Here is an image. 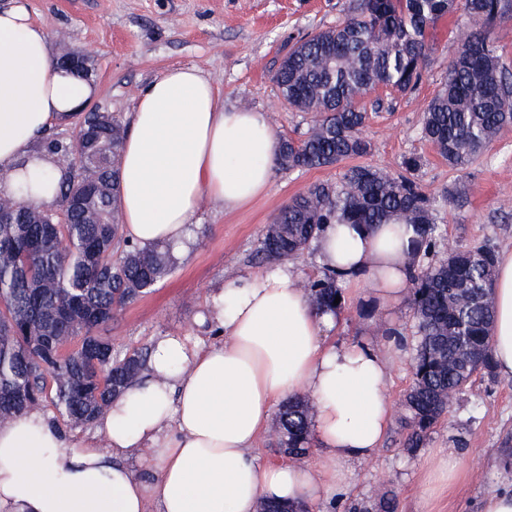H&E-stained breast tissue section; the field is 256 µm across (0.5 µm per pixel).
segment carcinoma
I'll return each instance as SVG.
<instances>
[{
	"instance_id": "cac0c4a2",
	"label": "carcinoma",
	"mask_w": 512,
	"mask_h": 512,
	"mask_svg": "<svg viewBox=\"0 0 512 512\" xmlns=\"http://www.w3.org/2000/svg\"><path fill=\"white\" fill-rule=\"evenodd\" d=\"M471 29L461 41L448 75L424 109L422 137L448 161L464 169L512 127V75L501 64L488 27L512 11V0H354L346 19L293 43L275 73L278 98L313 113L303 139L279 143L278 164L288 170L329 167L369 153L362 136L368 119L360 100L378 87L407 94L423 78L434 50L431 30L457 12ZM84 138L73 146L63 132L36 141L33 152L51 159L57 202L77 197L60 230L43 212L19 200L0 221V416H19L51 402L76 425L94 421L109 402L148 370V352L120 351L93 329L148 295L175 270L168 245L141 247L122 235L120 165L127 127L110 112L74 113ZM419 157L402 172L374 166L349 169L336 183L309 186L283 206L255 252L261 263L295 260L308 251L327 224L414 226L411 277L413 382L405 394L403 447H424L448 413L444 397L459 396L474 375L495 376L491 325L495 317L494 276L498 246L486 240L441 251L439 202L414 178ZM310 303L334 311L343 295L336 272L306 279ZM79 340L71 353L56 345ZM273 427L276 451L304 458L313 440L309 402L291 397ZM394 512L387 495L378 505L353 500L347 512Z\"/></svg>"
}]
</instances>
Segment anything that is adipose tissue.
<instances>
[{"label":"adipose tissue","instance_id":"obj_1","mask_svg":"<svg viewBox=\"0 0 512 512\" xmlns=\"http://www.w3.org/2000/svg\"><path fill=\"white\" fill-rule=\"evenodd\" d=\"M92 93L57 66L26 5L0 8V193L52 170L30 144ZM278 148L264 114L225 110L197 68L168 69L138 98L124 144L126 238L185 254L202 198L243 207L268 190ZM412 238L402 224H330L314 247L352 289L391 305L410 283ZM302 281L280 263L227 283L201 317L223 339L158 337L148 372L95 420V437L75 439L37 411L0 424V512H257L263 499L348 492L354 464L373 457L388 429L386 388L402 345L395 336L383 350L328 342L336 316L310 305ZM494 296L496 370L511 379L512 253L498 260ZM300 394L316 408L320 463H260L255 444L274 406ZM143 451L156 468L150 482L126 462Z\"/></svg>","mask_w":512,"mask_h":512}]
</instances>
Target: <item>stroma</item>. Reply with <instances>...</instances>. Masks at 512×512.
I'll use <instances>...</instances> for the list:
<instances>
[{
	"mask_svg": "<svg viewBox=\"0 0 512 512\" xmlns=\"http://www.w3.org/2000/svg\"><path fill=\"white\" fill-rule=\"evenodd\" d=\"M32 21L51 42L95 55L93 103L130 122L145 88L165 70L198 68L218 92L225 109L266 114L277 138H303L310 114L289 107L273 110V76L290 43L341 22L350 0H24ZM469 26L463 14L441 19L434 29V51L424 77L411 93L386 88L362 101L368 113L363 128L372 150L365 163L396 173L405 156L421 158L415 179L423 193L447 196L438 214L446 238L477 244L495 237L500 251L512 252V128L504 130L466 170L450 167L420 137L423 111L440 90L460 40ZM298 171L274 167L268 191L247 206L224 210L203 201L191 226L193 245L174 272L155 290L118 312L97 333L127 350L149 348L164 334L196 339L194 323L214 289L258 271L252 259L278 209L319 182H336L352 166ZM383 322L402 336L411 334L408 301L380 306L366 292L345 297L329 338L339 345L385 338L371 335ZM412 382V351L393 358L387 385L392 424L377 454L354 468L347 494L323 496L310 512H342L352 500L378 502L391 491L396 512H480L490 494L512 489V380L477 377L471 393L457 401L424 448L401 445L400 408ZM453 455V481L442 479L438 461Z\"/></svg>",
	"mask_w": 512,
	"mask_h": 512,
	"instance_id": "1",
	"label": "stroma"
}]
</instances>
